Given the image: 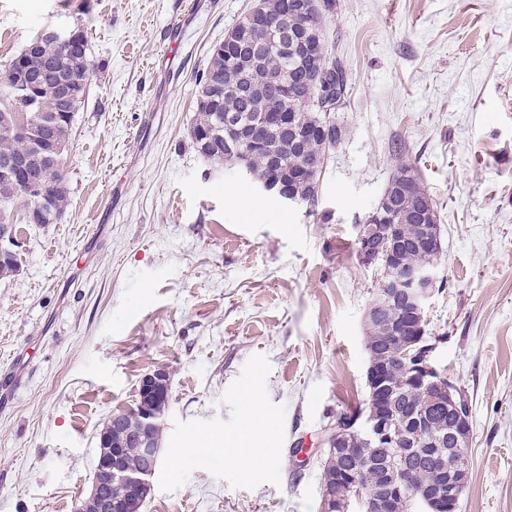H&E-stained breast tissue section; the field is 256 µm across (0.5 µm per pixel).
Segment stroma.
<instances>
[{"label": "stroma", "instance_id": "stroma-1", "mask_svg": "<svg viewBox=\"0 0 512 512\" xmlns=\"http://www.w3.org/2000/svg\"><path fill=\"white\" fill-rule=\"evenodd\" d=\"M254 3L0 0V65L60 24L82 25L95 65L64 214L28 224L17 200L0 245L19 265L0 278V367L16 376L0 397V512H74L100 429L159 368L171 396L142 512H321L322 432L366 393L380 271L356 226L403 163L439 215L433 361L471 409L459 512H512V0H336L324 29L349 90L317 214L190 142L195 78Z\"/></svg>", "mask_w": 512, "mask_h": 512}]
</instances>
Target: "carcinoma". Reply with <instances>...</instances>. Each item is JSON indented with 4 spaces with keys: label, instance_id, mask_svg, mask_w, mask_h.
<instances>
[{
    "label": "carcinoma",
    "instance_id": "1",
    "mask_svg": "<svg viewBox=\"0 0 512 512\" xmlns=\"http://www.w3.org/2000/svg\"><path fill=\"white\" fill-rule=\"evenodd\" d=\"M269 5V23L288 32V45L284 51L263 42L248 50L246 68L224 65V53L234 52L231 42L212 48L207 67L196 78L195 119L190 130L193 147H198V134L208 131L214 122V113L235 112L243 119H252L261 112L297 111V120L308 125H321L320 136L307 142L305 147L289 151L282 147L270 150L252 151L246 170L259 179L272 174V167L281 169L286 185L297 191L310 208L318 206L319 181L321 172L310 176L306 182L296 179L301 168V154H320L326 147H335L342 137V129L336 124L326 125L324 103L342 102L347 91L345 72L339 62L330 61L333 70L318 86L304 78L306 59L299 49L291 48L294 37L306 27L323 26L324 11L336 6V0H312V7L305 13H295L287 8V0H265ZM85 51L71 50L65 45L45 43L37 51L25 47L0 70V83L9 88L10 99L0 102V161L16 154L23 148V142L14 134L5 121L15 125L31 118L49 123L47 135L58 152L44 162L43 185L34 197L44 200V215L40 224H53L62 215L68 204L69 191L62 170V155L70 142L73 121L64 117L66 113L77 112L91 80L92 68L86 47ZM270 74L276 77L282 73L288 78V100H279L265 95L257 86L244 83L243 71ZM18 197L12 187L0 179V226H14L12 208ZM435 204L426 189H421L413 202L400 198L382 226L393 230L401 241L398 253L391 255L378 249L377 242L369 243L373 249L374 263L396 278L402 269L419 264L438 263L443 256L442 246L429 252L422 248L427 237L439 236L438 224H424L416 207ZM373 300L380 301L383 309L379 316L367 323L365 336L368 361L373 365H385L389 371V386L380 394L374 391L372 381H366L367 393L362 404L355 408L340 410L347 416L371 414L379 409L398 418H411L421 414L429 420L428 431L414 444L401 443L396 448H374L359 435H349V451L337 462L324 467L323 479L336 488L339 497L354 498L377 487L393 460L403 461L410 495L409 503L430 509L429 500L440 484L437 469L446 468L451 479L463 472H469L468 449L454 450L448 428L454 415L448 413V405L434 400L426 388L414 382L413 370L406 368L396 353L399 341L393 335L391 325L396 321H408V341L418 350L430 343L425 336V319L407 315L399 294L377 288ZM143 392H137L134 406L118 410L114 415L126 427L137 429L141 414Z\"/></svg>",
    "mask_w": 512,
    "mask_h": 512
}]
</instances>
